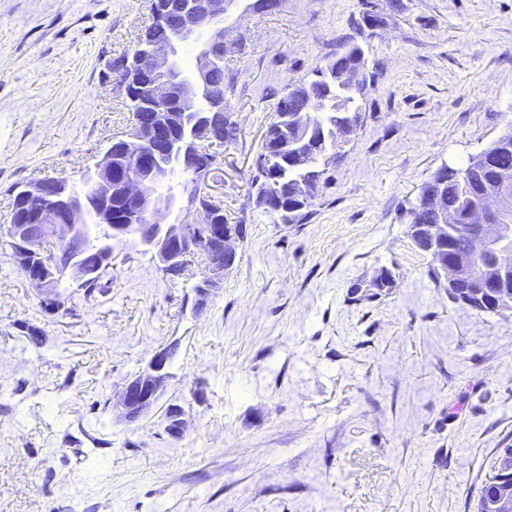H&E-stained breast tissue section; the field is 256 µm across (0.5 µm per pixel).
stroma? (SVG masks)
<instances>
[{
    "label": "stroma",
    "mask_w": 512,
    "mask_h": 512,
    "mask_svg": "<svg viewBox=\"0 0 512 512\" xmlns=\"http://www.w3.org/2000/svg\"><path fill=\"white\" fill-rule=\"evenodd\" d=\"M375 2L361 123L304 223L256 209L249 178L278 94L351 34L361 0H232L239 135L220 168L245 232L221 289L196 308L203 263L172 278L126 248L52 312L12 257V188L84 193L132 126L113 64L150 0H0V512H477L512 448V315L450 300L407 231L439 168L512 128V0ZM381 268L394 286L367 297ZM173 341L164 396L126 421L123 387Z\"/></svg>",
    "instance_id": "obj_1"
}]
</instances>
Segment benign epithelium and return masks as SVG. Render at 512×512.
<instances>
[{
    "instance_id": "obj_1",
    "label": "benign epithelium",
    "mask_w": 512,
    "mask_h": 512,
    "mask_svg": "<svg viewBox=\"0 0 512 512\" xmlns=\"http://www.w3.org/2000/svg\"><path fill=\"white\" fill-rule=\"evenodd\" d=\"M153 3L151 26L141 30L142 37L135 51L123 58V65L130 67L139 82L148 87L143 101L148 112L134 122V139L152 144V153L130 161L127 149L131 138L116 137L90 175V194L77 197L65 181L52 177L22 184L13 191L19 208L28 211L30 223L19 224L16 217H11L7 228L11 245L21 259L26 278L41 291L47 303L55 295L58 281L67 279L82 285L112 267L114 250L111 248L100 265L82 264L88 239L83 226L74 218L87 210L95 214L97 223L108 225L110 241L132 243L155 254L162 269L173 278L182 276L199 256H205V271L194 287L200 306L220 289L224 270L236 260L234 243L238 235L214 223L224 213L223 200L220 195L206 191L218 165V154L207 148L224 145V107L218 105L209 112H197L193 93V88L205 81L216 46L224 42V28L217 25L211 29L209 40L198 51L196 68L190 77L177 74L176 60L179 46L198 39L203 19L213 22L222 19L224 0H153ZM154 28L164 30L166 38H155ZM369 80L367 71H357L348 79L347 89L361 95ZM174 97L181 111H161L163 104ZM313 111H323L319 102H313L307 111L288 114L289 121L297 129L308 131L316 126ZM188 127L191 135L186 137L183 131ZM174 167L189 170L194 177L195 188L190 190L187 204L200 215L196 224L162 222L163 202L154 196V188ZM116 189L137 201V209L127 224L112 223L110 204ZM504 200L503 190L493 187L486 191L482 208L469 214L471 250L440 266L441 277L448 286L466 284L463 295L470 306L487 305L490 289L506 288L507 279H512V226L488 223L490 215L501 214L506 209ZM450 220L448 213L440 211L436 223L422 225L430 252L436 254L448 249ZM50 235L60 246L48 250L44 241ZM176 352L175 344L155 352L126 383L119 402L126 421L140 419L159 402ZM498 468L500 505L504 509L512 508V458L502 457Z\"/></svg>"
}]
</instances>
